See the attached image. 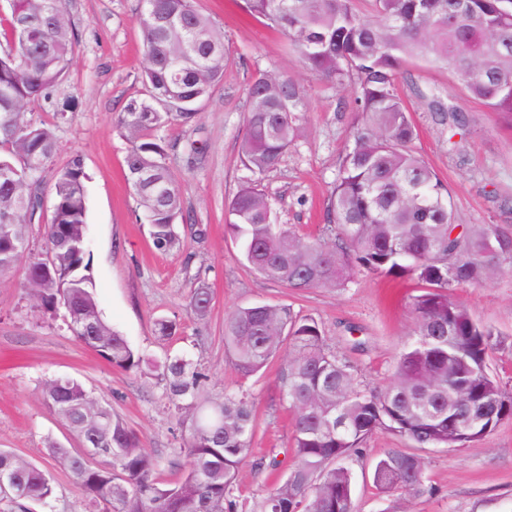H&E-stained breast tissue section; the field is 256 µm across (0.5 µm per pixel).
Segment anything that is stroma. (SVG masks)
Here are the masks:
<instances>
[{
  "mask_svg": "<svg viewBox=\"0 0 512 512\" xmlns=\"http://www.w3.org/2000/svg\"><path fill=\"white\" fill-rule=\"evenodd\" d=\"M201 10L224 29L230 59L223 80L200 105L190 126L171 125L160 135L167 164L181 184L190 223L180 225L183 248L157 251L136 196L125 176L128 141L115 118L130 98L141 95L145 55L139 36L140 0H67L77 46L52 102L29 105V118L55 128L56 148L41 173L38 193L53 203L57 171L81 156L87 176L89 273L97 303L109 324L135 351L162 356L164 350L201 360L207 390L222 393L240 376L224 352V320L236 308L256 303L286 304L325 324L331 343L371 386L391 381L392 367L413 327V284L365 271L348 287L294 292L257 275L241 257L226 223V209L246 175L239 154L248 110L246 88L255 67L269 68L307 91L304 130L262 179L278 223L300 235L329 237L327 213L341 158L353 140V87L324 83L289 50L285 39L245 8L244 0H198ZM445 69L408 65L399 92L415 122L413 147L448 184L456 221L512 225V118L488 111L473 100L458 104L468 118L464 134L429 111L422 91L448 88ZM65 113L57 121V113ZM205 282L212 294L206 320L193 318L187 293ZM25 271L0 278V448L12 449L47 468L54 495L29 503V512H84L85 504L69 472L44 452L53 438L75 447L68 429L45 406L40 386L48 377L79 381L109 402L137 433L144 449L168 457L181 442V429L160 404L162 386L112 367L77 343L62 313L42 316L24 288ZM477 320L503 335L492 354V370L512 386V267L484 284L454 288ZM175 321L181 333L159 337L156 321ZM282 358H274L247 385L254 402L252 445L281 450L290 442L292 415L279 387ZM390 432L375 433L365 456L352 461L356 512H512V421L474 445L426 448L428 493L382 496L372 483L373 461L386 448L406 447Z\"/></svg>",
  "mask_w": 512,
  "mask_h": 512,
  "instance_id": "obj_1",
  "label": "stroma"
}]
</instances>
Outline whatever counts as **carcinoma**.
I'll return each mask as SVG.
<instances>
[{
    "instance_id": "carcinoma-1",
    "label": "carcinoma",
    "mask_w": 512,
    "mask_h": 512,
    "mask_svg": "<svg viewBox=\"0 0 512 512\" xmlns=\"http://www.w3.org/2000/svg\"><path fill=\"white\" fill-rule=\"evenodd\" d=\"M0 37V276L25 266L27 287L45 313L60 306L76 341L112 366L152 375L164 407L182 427L167 460L146 452L112 406L71 378L42 382L49 410L80 450L47 442L68 470L89 512H353L352 472L379 430L403 436L409 449L388 448L373 469L380 494L422 495L424 461L416 448H459L485 439L512 418V389L490 371L502 342L453 299L456 286L480 285L512 263V226L456 224L448 186L413 149L417 131L399 93L407 64L445 68L454 87L493 112L512 116V0H245L246 9L279 30L305 66L355 90L353 145L340 164L328 223L331 237L302 238L276 223L260 177L297 140L306 90L258 69L247 85L249 111L240 162L251 173L228 204V226L243 259L261 277L293 291L345 287L356 270L416 282L413 330L396 359L391 383L378 390L329 344L322 322L281 305L255 304L224 320V349L242 379L257 375L283 346L280 390L293 415L286 479L245 498L239 473L281 470L269 451L253 453V402L239 388L212 395L203 364L185 354L157 359L132 350L99 309L89 269L87 195L82 159L72 157L53 186L43 225L46 254L31 255L29 224L40 201V174L54 151V131L26 118V107L52 98L64 80L76 37L66 0H8ZM366 9L358 8L359 4ZM140 38L146 57L144 97L128 101L116 127L129 146L126 178L144 208L155 249L180 247L181 189L166 165L157 132L191 125L199 104L224 75V32L194 0H142ZM429 108L448 129L464 127L461 109L431 92ZM188 309L207 318L212 295L189 288ZM182 472L163 478V466ZM0 512H28L54 492L48 470L0 448Z\"/></svg>"
}]
</instances>
